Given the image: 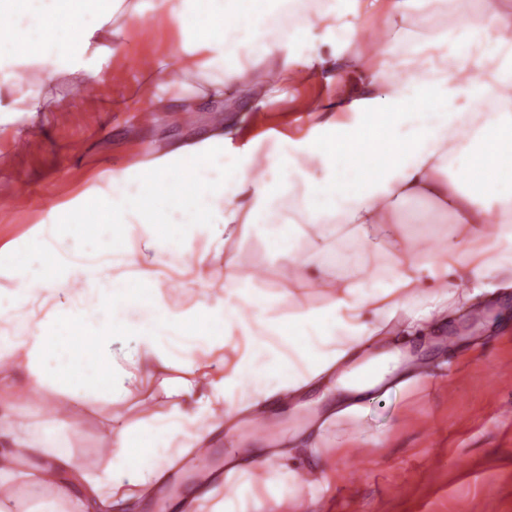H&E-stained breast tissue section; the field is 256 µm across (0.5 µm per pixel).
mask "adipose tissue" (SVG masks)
<instances>
[{"instance_id":"obj_1","label":"adipose tissue","mask_w":512,"mask_h":512,"mask_svg":"<svg viewBox=\"0 0 512 512\" xmlns=\"http://www.w3.org/2000/svg\"><path fill=\"white\" fill-rule=\"evenodd\" d=\"M40 28L75 52L116 54L110 17L132 0H34ZM174 18L186 73L202 86L148 80L136 106L250 94L275 59L284 84L345 63L356 89L300 136L238 148L215 130L148 162L100 173L105 245L59 250L67 223L34 224L0 246V487L45 486L49 512H113L150 493L175 454L224 429V498L211 512H310L296 449L320 455L329 428L364 434L363 398L421 380L397 342L433 330L449 307L512 288V0H182ZM249 16L252 34L236 20ZM383 17L378 42L360 31ZM452 19L442 38L439 17ZM289 53L276 57L280 44ZM451 213L453 237L429 231L415 203ZM139 216L142 233L124 222ZM263 234L285 288L264 285L231 240ZM223 261V275L212 265ZM179 290L183 302L171 297ZM316 302H309L310 292ZM183 371L174 380L173 371ZM160 380L165 413L138 423L113 412ZM51 397L44 418L35 393ZM287 411L279 440L265 422ZM109 458L84 468L72 439L90 419ZM46 458L19 466L25 452Z\"/></svg>"}]
</instances>
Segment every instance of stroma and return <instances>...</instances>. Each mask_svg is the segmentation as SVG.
I'll return each instance as SVG.
<instances>
[{"instance_id": "35a3bbf8", "label": "stroma", "mask_w": 512, "mask_h": 512, "mask_svg": "<svg viewBox=\"0 0 512 512\" xmlns=\"http://www.w3.org/2000/svg\"><path fill=\"white\" fill-rule=\"evenodd\" d=\"M26 38L41 57L17 70L0 65V243L20 239L51 209L87 190L99 172L120 170L165 151L175 142H194L216 127L213 105L200 101L173 103L143 118L129 100L142 84L136 59L163 60L165 74H180L176 64V30L160 16L157 0H140L138 14L125 24L121 52L72 57L54 37L33 25L0 30V38ZM77 64L91 72V92L78 90L63 68ZM48 65L52 78L40 80ZM347 91L345 76H313L266 102L262 121H255L249 100L233 102L232 116L242 146L262 135L268 123L292 129L304 106L325 109ZM45 100L39 123H32L25 104L32 96ZM26 141L16 153V141ZM490 316L473 319V307L449 308L442 334L473 319V331L450 349L428 354L431 383L416 385L385 399L369 395V426L385 431L382 447L365 449V463L351 474L350 459L338 461V478L318 495L317 512H512V384L493 387L496 366H512V290L493 294ZM210 444L213 456L183 469L174 463L165 479L183 499H197L223 489L219 473L229 448L223 433Z\"/></svg>"}]
</instances>
